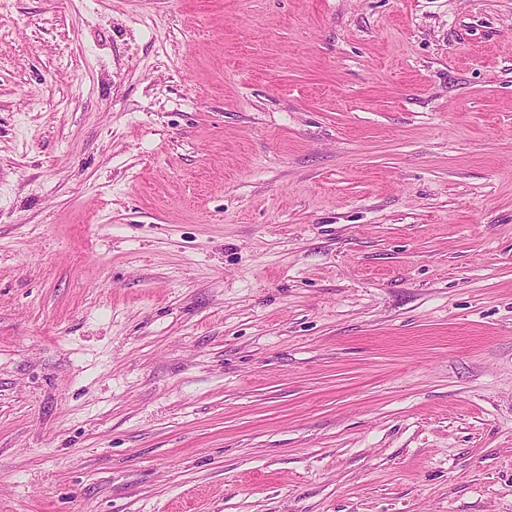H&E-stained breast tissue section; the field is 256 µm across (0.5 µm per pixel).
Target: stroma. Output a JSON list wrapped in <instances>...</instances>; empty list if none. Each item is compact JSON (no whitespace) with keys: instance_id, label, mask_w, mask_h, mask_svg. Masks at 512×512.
Wrapping results in <instances>:
<instances>
[{"instance_id":"stroma-1","label":"stroma","mask_w":512,"mask_h":512,"mask_svg":"<svg viewBox=\"0 0 512 512\" xmlns=\"http://www.w3.org/2000/svg\"><path fill=\"white\" fill-rule=\"evenodd\" d=\"M0 512H512V0H5Z\"/></svg>"}]
</instances>
